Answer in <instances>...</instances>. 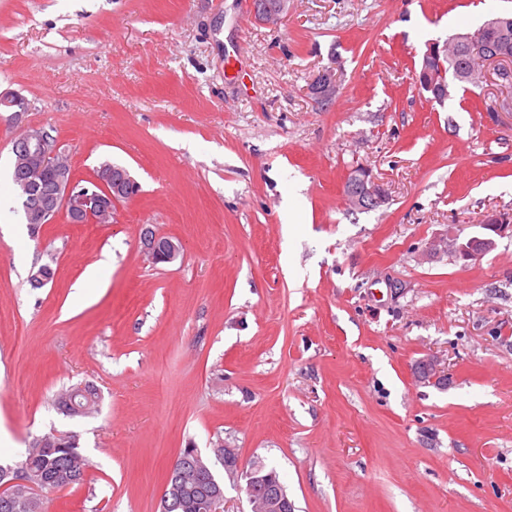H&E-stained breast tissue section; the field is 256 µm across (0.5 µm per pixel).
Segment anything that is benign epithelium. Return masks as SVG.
I'll list each match as a JSON object with an SVG mask.
<instances>
[{
    "label": "benign epithelium",
    "mask_w": 512,
    "mask_h": 512,
    "mask_svg": "<svg viewBox=\"0 0 512 512\" xmlns=\"http://www.w3.org/2000/svg\"><path fill=\"white\" fill-rule=\"evenodd\" d=\"M290 0H277L273 8L253 0L254 15L265 22H276L288 13ZM483 27L502 33L512 30V18L496 14L484 21ZM469 53L483 63L482 75L472 74L468 80L481 83L488 74L495 73L500 82L512 81V49L506 44L488 45L482 40H471ZM338 81L335 69H322L315 77L311 92L319 100L332 101L337 92ZM59 142L40 128H26L12 139V151L21 162L17 174L32 181L31 210L44 224H50L59 215H70L74 224L99 223L112 214L113 206L137 195L138 182L127 170L102 166L87 186L74 178L71 168L59 158ZM347 204L352 210L376 209L387 202V194L381 182L368 170L347 182L344 190ZM483 234L468 240L457 241L452 231L446 236L431 241L433 252L452 251L453 256L465 262L475 261L494 249L497 239L512 236V219L507 216H493L481 225ZM160 236L153 230L144 229L141 236L143 252L153 263H174L181 254V248L174 242L163 246ZM219 463L229 476L243 475L245 492L253 512H295V502L286 486L273 480V474L264 471L263 465L254 464L250 469L241 467L236 449L224 447L216 454ZM26 486L38 490L37 483L25 479L22 473L9 466L0 470V496L4 500L19 493ZM225 490L221 487L206 494L199 502L200 512H224Z\"/></svg>",
    "instance_id": "1"
}]
</instances>
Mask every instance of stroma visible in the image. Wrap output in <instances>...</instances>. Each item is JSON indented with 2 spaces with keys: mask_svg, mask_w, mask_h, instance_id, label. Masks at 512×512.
Instances as JSON below:
<instances>
[{
  "mask_svg": "<svg viewBox=\"0 0 512 512\" xmlns=\"http://www.w3.org/2000/svg\"><path fill=\"white\" fill-rule=\"evenodd\" d=\"M510 12L291 0L267 26L253 0H0V92L29 104L0 112V456L71 432L91 462L48 512H159L180 452L220 443L297 512H512V237L469 263L427 250L512 213V88L439 104L413 80L429 42ZM27 126L138 194L108 224H26ZM360 166L388 204L348 208ZM146 228L182 259L153 264ZM79 383L99 407L70 417L53 401ZM337 87L336 71L334 68L327 67L316 75L311 92L319 100L330 103L336 96Z\"/></svg>",
  "mask_w": 512,
  "mask_h": 512,
  "instance_id": "1",
  "label": "stroma"
}]
</instances>
